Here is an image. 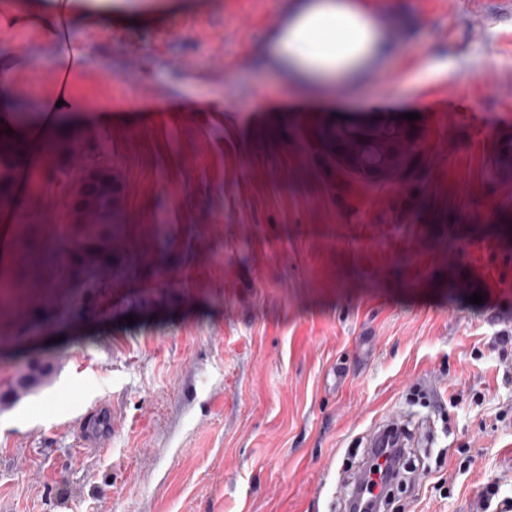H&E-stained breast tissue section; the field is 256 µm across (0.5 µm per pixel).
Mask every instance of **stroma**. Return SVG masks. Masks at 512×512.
<instances>
[{
  "mask_svg": "<svg viewBox=\"0 0 512 512\" xmlns=\"http://www.w3.org/2000/svg\"><path fill=\"white\" fill-rule=\"evenodd\" d=\"M29 2L8 82L46 96L52 0ZM295 2L76 0L112 222L55 224L0 179V270L38 246L0 298V381L52 367L0 404V512H347L396 416L436 440L390 512H480L495 479L512 501V0H364L392 50L327 82L261 61ZM98 399L109 444L77 448ZM389 421L383 422L381 424L376 425L373 430L370 432L367 440V445L369 448V463L370 466L373 463L379 464L382 469L387 470L391 468L394 464L393 461L387 460L382 455H377L376 450L379 448V443L382 439L386 437L396 436L398 439V446L405 447L406 439L396 430L397 425L395 423H388ZM387 423V424H386ZM382 469L378 466H374L372 470L375 472L382 473ZM371 470V471H372Z\"/></svg>",
  "mask_w": 512,
  "mask_h": 512,
  "instance_id": "obj_1",
  "label": "stroma"
}]
</instances>
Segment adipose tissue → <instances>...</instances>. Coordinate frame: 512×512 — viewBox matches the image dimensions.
<instances>
[{"label": "adipose tissue", "instance_id": "adipose-tissue-1", "mask_svg": "<svg viewBox=\"0 0 512 512\" xmlns=\"http://www.w3.org/2000/svg\"><path fill=\"white\" fill-rule=\"evenodd\" d=\"M272 42L266 66L298 80L339 68L355 76L388 50L379 25L356 0H299L285 31Z\"/></svg>", "mask_w": 512, "mask_h": 512}]
</instances>
